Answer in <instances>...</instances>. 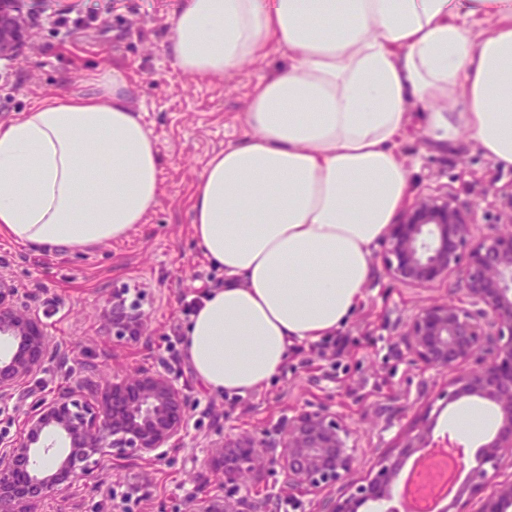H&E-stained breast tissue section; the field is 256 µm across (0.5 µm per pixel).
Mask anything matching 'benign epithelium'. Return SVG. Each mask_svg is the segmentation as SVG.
<instances>
[{
  "label": "benign epithelium",
  "instance_id": "1",
  "mask_svg": "<svg viewBox=\"0 0 512 512\" xmlns=\"http://www.w3.org/2000/svg\"><path fill=\"white\" fill-rule=\"evenodd\" d=\"M52 2L0 0V60L24 54ZM383 249L388 274L406 287L451 278L464 283L462 298L413 312L401 338L414 360L448 376L437 394L443 404L427 402L361 477L355 475L354 431L329 407L301 410L259 435H226L211 444L222 474L219 489L190 498L184 512H278L285 495L290 501L311 498L318 512H360L368 503L382 512H411L404 503L388 507L404 466L436 448L434 430L445 407L474 399L494 408L497 425L473 454L448 442L467 460V473L440 512H512V478L498 480L502 467L512 466V191L499 195L494 216L483 225L473 202L448 192L419 194ZM143 301L141 291L112 289L106 325L113 340L149 343ZM2 336L18 348L0 357V402L13 400L23 409L26 436L0 434V512H33L79 475L116 459L161 460L184 443L191 398L163 362L110 381L91 358L74 370L62 344L43 331L28 306L18 305V289L0 277ZM49 363L69 384L48 400L36 395L31 381ZM47 456L56 457L50 474L38 464ZM270 472L282 477L279 492L260 496L254 488Z\"/></svg>",
  "mask_w": 512,
  "mask_h": 512
}]
</instances>
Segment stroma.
<instances>
[{"label": "stroma", "instance_id": "35a3bbf8", "mask_svg": "<svg viewBox=\"0 0 512 512\" xmlns=\"http://www.w3.org/2000/svg\"><path fill=\"white\" fill-rule=\"evenodd\" d=\"M105 0H74L64 25L42 17L25 55L0 60V124L29 110L48 92L87 91L94 71L120 68L136 87L135 106L158 140L160 204L125 239L73 254L44 253L0 234V276L28 294L50 336L74 362L93 357L103 378L163 359L185 384L193 416L182 448L158 461H113L97 477H76L45 512H182L185 502L216 489L221 475L207 444L227 434H258L300 409L331 407L356 432L358 473H365L397 434L421 413L445 375L412 360L401 335L413 310L433 300L456 298L459 282L407 288L390 278L381 252L351 319L336 336L302 342L268 386L244 397L212 394L195 380L182 338L191 319L188 302L224 276L198 250L188 200L213 152L240 141L242 114L258 77L286 66L270 57L201 81L177 72L164 47L172 0H154L141 14L107 12ZM423 105L412 103L411 120L395 145L409 170L412 194L449 191L492 210L498 192L512 189V169L488 159L470 137L442 146L424 132ZM143 289L150 346L113 341L103 328L112 291Z\"/></svg>", "mask_w": 512, "mask_h": 512}]
</instances>
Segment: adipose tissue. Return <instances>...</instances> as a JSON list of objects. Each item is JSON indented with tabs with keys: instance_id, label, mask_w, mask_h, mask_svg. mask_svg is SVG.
<instances>
[{
	"instance_id": "adipose-tissue-1",
	"label": "adipose tissue",
	"mask_w": 512,
	"mask_h": 512,
	"mask_svg": "<svg viewBox=\"0 0 512 512\" xmlns=\"http://www.w3.org/2000/svg\"><path fill=\"white\" fill-rule=\"evenodd\" d=\"M165 47L201 80L283 54L251 91L242 142L211 154L193 237L224 272L191 316L197 381L247 395L289 349L354 313L409 195L394 145L410 101L425 133L470 136L512 168V0H176ZM0 124V233L52 252L126 238L160 204L158 141L119 69Z\"/></svg>"
}]
</instances>
